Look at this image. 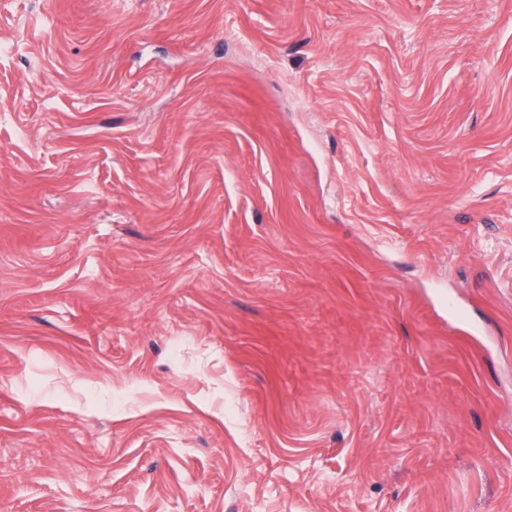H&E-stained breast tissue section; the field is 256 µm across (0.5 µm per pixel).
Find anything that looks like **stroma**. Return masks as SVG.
<instances>
[{"instance_id": "stroma-1", "label": "stroma", "mask_w": 512, "mask_h": 512, "mask_svg": "<svg viewBox=\"0 0 512 512\" xmlns=\"http://www.w3.org/2000/svg\"><path fill=\"white\" fill-rule=\"evenodd\" d=\"M0 42V512H512V0Z\"/></svg>"}]
</instances>
